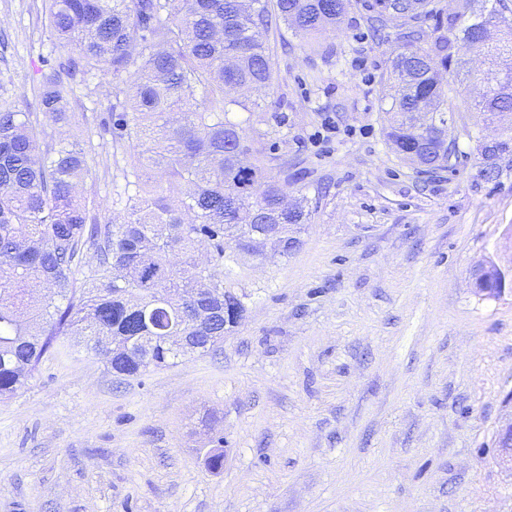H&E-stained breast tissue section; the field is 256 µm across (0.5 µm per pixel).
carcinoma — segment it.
I'll return each instance as SVG.
<instances>
[{
  "instance_id": "1",
  "label": "carcinoma",
  "mask_w": 512,
  "mask_h": 512,
  "mask_svg": "<svg viewBox=\"0 0 512 512\" xmlns=\"http://www.w3.org/2000/svg\"><path fill=\"white\" fill-rule=\"evenodd\" d=\"M360 5L367 22L402 28L390 60L394 94L386 139L422 171L448 167V124L461 99L506 137L480 146L492 179L512 155V19L500 0H44L55 40L77 55L46 59L33 86L39 111L0 101V398L21 390L50 352L82 347L109 372L207 354L234 323L224 321V252L247 251L262 224L278 226L285 256L309 223L290 209L288 167L272 172L264 148L248 145L237 111L260 107L276 76L270 36L280 26L309 39L340 30ZM435 21L434 40L421 21ZM502 20L493 43L483 26ZM488 64L475 90L441 76L463 60ZM94 72L127 85L106 96L98 137L139 146L125 158L132 189L121 224L99 217L95 149L79 133L64 142L51 126L76 125L70 92ZM158 170L165 186L153 184ZM210 254L207 264L195 258ZM479 291L500 296L496 270Z\"/></svg>"
}]
</instances>
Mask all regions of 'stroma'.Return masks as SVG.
Returning a JSON list of instances; mask_svg holds the SVG:
<instances>
[{"mask_svg":"<svg viewBox=\"0 0 512 512\" xmlns=\"http://www.w3.org/2000/svg\"><path fill=\"white\" fill-rule=\"evenodd\" d=\"M351 10L340 33L271 36L277 78L247 133L307 199L288 256L227 251L224 286L243 302L217 351L117 377L79 350L45 358L0 399V512H512L498 464L512 419V293L477 294L470 273L506 264L512 162L480 174L477 112L450 129V168L418 171L386 142L387 61ZM0 95L32 93L64 50L42 0H0ZM77 86L94 134L106 93ZM124 180L102 155L100 213L122 220ZM223 447L224 465L206 453Z\"/></svg>","mask_w":512,"mask_h":512,"instance_id":"1","label":"stroma"}]
</instances>
